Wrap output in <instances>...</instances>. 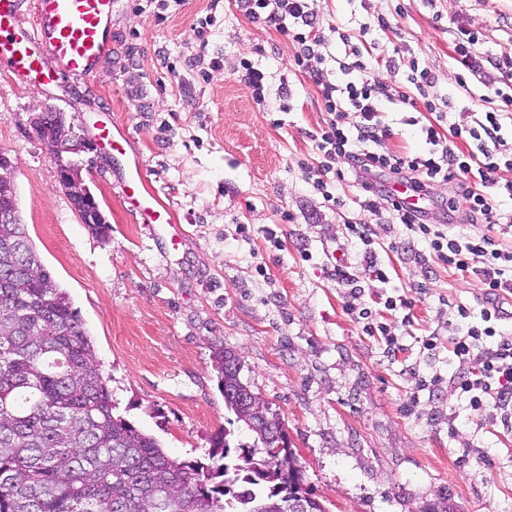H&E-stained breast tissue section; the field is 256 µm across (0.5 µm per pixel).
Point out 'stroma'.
Masks as SVG:
<instances>
[{
	"mask_svg": "<svg viewBox=\"0 0 512 512\" xmlns=\"http://www.w3.org/2000/svg\"><path fill=\"white\" fill-rule=\"evenodd\" d=\"M327 26L330 80L347 47L340 33L370 24L369 62L378 80L407 82L427 69L431 98L461 113L486 89L454 78V31H478L477 52L512 55V0H318ZM164 22H157V13ZM385 16L390 29L375 28ZM212 17L208 42L201 20ZM220 67L200 77L197 53ZM295 44L249 22L233 0H120L112 47L92 77L37 87L0 65V151L15 160L23 224L43 266L68 292L90 334L118 412L182 460L204 459L212 437L229 430L231 448L252 436L230 421L213 363L215 347L235 351L240 377L277 412L310 490L327 512H424L451 495L459 512H512V423L493 407L472 410L450 389L459 367L448 350L478 308L484 286L437 259L402 225L360 210L348 183L330 207L310 192L300 165L327 117L305 73L290 69ZM270 75L263 103L239 77L241 60ZM52 106L93 142L82 176L110 224L109 238L81 224L58 187L55 166L31 123ZM391 147L424 148L408 110L381 102ZM112 122L133 140L146 186L182 227L187 243L165 247L117 193L123 160L99 141ZM371 224L373 281L348 224ZM277 231L279 246L265 239ZM350 264L376 321L397 335L389 355L346 309L337 262ZM415 302L413 318L386 298ZM436 337L435 349L424 342ZM439 384L420 388L421 380Z\"/></svg>",
	"mask_w": 512,
	"mask_h": 512,
	"instance_id": "obj_1",
	"label": "stroma"
}]
</instances>
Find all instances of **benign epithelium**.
Segmentation results:
<instances>
[{
	"label": "benign epithelium",
	"instance_id": "1",
	"mask_svg": "<svg viewBox=\"0 0 512 512\" xmlns=\"http://www.w3.org/2000/svg\"><path fill=\"white\" fill-rule=\"evenodd\" d=\"M33 126L38 131L46 132L41 143L53 161L59 186L71 201L74 211L83 224H101L104 221L100 206L89 186L81 175V166L73 156L91 149V144L78 135L67 123L64 114L52 107L44 108L32 118ZM21 223L17 204L4 198L0 201V224ZM246 400L266 424L269 425L274 451L278 452L288 446V433L282 427L271 424L266 410L267 402L259 395L248 392Z\"/></svg>",
	"mask_w": 512,
	"mask_h": 512
}]
</instances>
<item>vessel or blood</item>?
<instances>
[{
    "mask_svg": "<svg viewBox=\"0 0 512 512\" xmlns=\"http://www.w3.org/2000/svg\"><path fill=\"white\" fill-rule=\"evenodd\" d=\"M118 0H38L32 25L16 23L18 0H0V62L22 81L41 85L66 76L95 72L112 37V17ZM101 139L127 170L123 193L133 195L142 223L163 230L170 222L167 209L141 190L138 163L129 137L100 128Z\"/></svg>",
    "mask_w": 512,
    "mask_h": 512,
    "instance_id": "1",
    "label": "vessel or blood"
}]
</instances>
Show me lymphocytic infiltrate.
<instances>
[{
	"mask_svg": "<svg viewBox=\"0 0 512 512\" xmlns=\"http://www.w3.org/2000/svg\"><path fill=\"white\" fill-rule=\"evenodd\" d=\"M237 10L254 24L274 28L296 43L292 68L305 70L321 97L328 118L313 137L317 158L302 164V176L310 189L330 206L341 205L335 185L353 181L360 190L362 210L385 207L392 223L403 225L413 236L426 242L428 252L462 276L479 279L486 287V306L480 312L458 309L465 324L462 335L451 340L452 354L464 369L451 378L452 388L468 395L473 409L494 404L504 419L512 418V337L498 335L494 323L501 320L500 296L512 293V250L500 248L495 233L512 230V211L504 204L512 201V180L501 170L512 171V145L502 134L501 112L512 106V57L486 60L474 50L477 32L466 25L455 29V57L459 87L468 77L482 78L488 92L481 97L482 114L475 124L429 123L421 133L427 153L413 154L392 148L389 125L383 120L380 100L396 101L411 109L436 111L430 99L428 71L409 76L413 92L381 83L369 63L355 60L340 64L346 82L326 80L323 52L326 38L315 0H235ZM496 69L498 78L488 75ZM454 183L457 192L445 203L448 211L467 208L484 224V232L464 235L447 225L432 222L425 209H410L395 197L393 188L401 184L418 197L430 196L435 184ZM491 340L479 347L481 337Z\"/></svg>",
	"mask_w": 512,
	"mask_h": 512,
	"instance_id": "f902f5d3",
	"label": "lymphocytic infiltrate"
}]
</instances>
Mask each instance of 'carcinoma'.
Here are the masks:
<instances>
[{
    "mask_svg": "<svg viewBox=\"0 0 512 512\" xmlns=\"http://www.w3.org/2000/svg\"><path fill=\"white\" fill-rule=\"evenodd\" d=\"M225 408L254 438L211 464L180 461L116 412L90 335L42 265L23 224H0V512H288L282 472L261 423L233 395L239 358L215 349Z\"/></svg>",
    "mask_w": 512,
    "mask_h": 512,
    "instance_id": "1",
    "label": "carcinoma"
}]
</instances>
